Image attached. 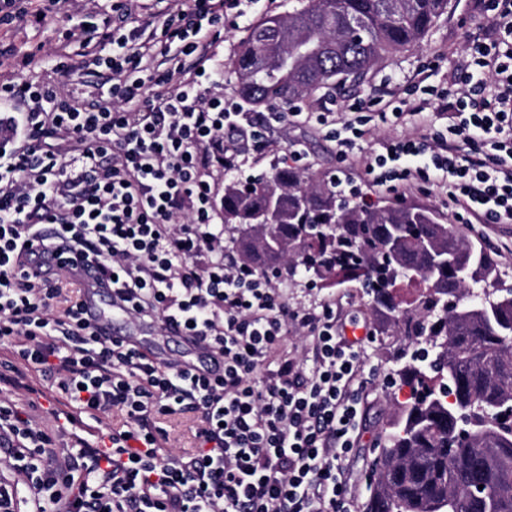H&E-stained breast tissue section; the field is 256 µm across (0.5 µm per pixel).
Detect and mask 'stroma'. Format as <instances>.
Instances as JSON below:
<instances>
[{"instance_id": "obj_1", "label": "stroma", "mask_w": 512, "mask_h": 512, "mask_svg": "<svg viewBox=\"0 0 512 512\" xmlns=\"http://www.w3.org/2000/svg\"><path fill=\"white\" fill-rule=\"evenodd\" d=\"M295 4L296 0H246L239 27L226 31L223 43L213 49L215 63L225 74L220 87L225 99L238 97L235 79L229 76L228 70L249 28L267 15L287 14ZM486 24V18L474 10L473 0H449L447 12L437 19L429 34L400 53L378 60L370 69L364 85L358 87L349 82L337 85V112H346L350 98L368 97L384 88L388 82L403 77L419 80L420 67L425 63L432 62L439 66L438 71L430 77V84L444 87L449 81L458 80L462 75L461 67L467 56V47ZM325 98V92L315 93L305 99L304 114L297 117L294 123L268 128L266 150L260 154L251 152L240 156L237 172L215 175L217 187H224L230 178L242 182L270 172L273 164L281 162L286 148L293 145L303 154V168L316 172L326 180L336 175L351 182L361 189L369 202L378 205L401 202L436 209L449 227L455 228L461 235L482 240L488 253L496 260L502 278L512 284V222L461 224L438 193L412 192L402 197L373 186L359 168L338 170L335 142L327 139L315 122L304 119L305 113L320 110ZM280 288L290 306L297 309L335 306L341 314L344 328L358 329L367 334L361 352L365 376L369 380L364 396L366 419L359 445L347 463L352 491L359 504H366L370 496L368 474L373 451L384 445L388 425L405 401L403 392L387 384L386 379L406 343L393 333L384 313L377 311L358 283L315 282L299 273L292 277H281Z\"/></svg>"}]
</instances>
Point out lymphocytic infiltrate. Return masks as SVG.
I'll use <instances>...</instances> for the list:
<instances>
[{"instance_id":"1","label":"lymphocytic infiltrate","mask_w":512,"mask_h":512,"mask_svg":"<svg viewBox=\"0 0 512 512\" xmlns=\"http://www.w3.org/2000/svg\"><path fill=\"white\" fill-rule=\"evenodd\" d=\"M71 0H0V26L43 28ZM241 0H112L58 44L18 53L0 79V512H357L342 460L360 434V346L333 311L288 306L276 277L228 258L212 175L233 169L225 137L252 151L267 125L209 94L213 46ZM489 19L463 88L397 84L316 115L342 165L361 160L389 191H438L467 224L512 220V0ZM79 41L80 53L67 51ZM46 57L44 77L20 69ZM448 123L357 157L372 118ZM406 156L419 157L414 166ZM95 266L134 320L174 330L214 365L195 372L105 335L81 299L61 305L56 273ZM305 334L307 358L288 349ZM52 377L43 404L28 371ZM28 395L20 408L16 391ZM121 414L119 427L107 425ZM191 414L197 450L173 448L164 420Z\"/></svg>"}]
</instances>
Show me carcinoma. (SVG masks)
Listing matches in <instances>:
<instances>
[{
	"instance_id": "obj_1",
	"label": "carcinoma",
	"mask_w": 512,
	"mask_h": 512,
	"mask_svg": "<svg viewBox=\"0 0 512 512\" xmlns=\"http://www.w3.org/2000/svg\"><path fill=\"white\" fill-rule=\"evenodd\" d=\"M447 10L448 0H298L249 29L230 73L252 107L288 106L336 83L362 84L376 61L424 37ZM338 186L286 166L230 182L224 223L243 263L357 281L394 314L396 335L436 349L429 366L396 371L411 396L372 473L404 470L395 485H373L366 512H512V287L434 209L368 206ZM268 215L272 225L256 226ZM476 285L484 300L461 304Z\"/></svg>"
}]
</instances>
